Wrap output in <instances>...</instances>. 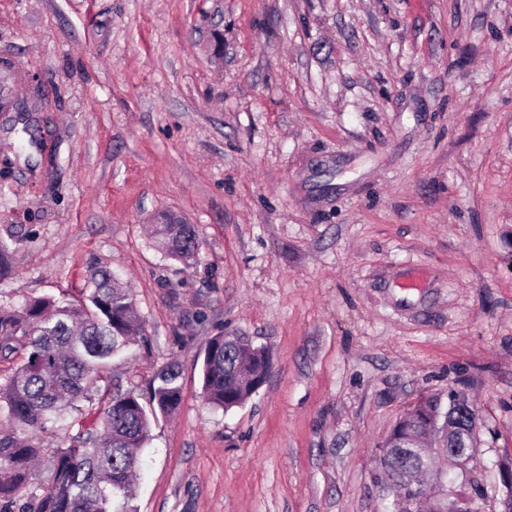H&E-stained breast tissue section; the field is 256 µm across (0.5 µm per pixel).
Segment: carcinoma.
Returning <instances> with one entry per match:
<instances>
[{"label": "carcinoma", "mask_w": 512, "mask_h": 512, "mask_svg": "<svg viewBox=\"0 0 512 512\" xmlns=\"http://www.w3.org/2000/svg\"><path fill=\"white\" fill-rule=\"evenodd\" d=\"M155 235L167 255L180 263L195 261L200 251L190 224H158ZM145 339L135 319V305L112 272L96 268L82 298L47 295L19 311L0 309V358H20L0 382V412L10 429L0 432V512H136L131 484L151 420L173 412L180 401V373L174 366L158 371L148 401L131 390L115 388L98 402L99 412L85 423L83 402L100 391L101 372L109 362ZM269 364L266 351L241 334L211 337L203 350L202 392L213 405L229 411L255 392L254 369ZM455 412L453 396L420 399L400 418L399 437L417 431L426 412ZM65 421L78 427L71 443L53 450L46 477L32 482L40 455L39 435ZM383 470L410 469L421 476L427 464L386 439Z\"/></svg>", "instance_id": "obj_1"}]
</instances>
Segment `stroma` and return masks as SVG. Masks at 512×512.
Masks as SVG:
<instances>
[{
  "label": "stroma",
  "instance_id": "1",
  "mask_svg": "<svg viewBox=\"0 0 512 512\" xmlns=\"http://www.w3.org/2000/svg\"><path fill=\"white\" fill-rule=\"evenodd\" d=\"M0 308L112 269L147 341L103 373L181 402L137 512H388L381 445L466 385L470 480L512 464V0H0ZM34 143L17 147L21 126ZM193 224L197 263L152 239ZM267 348L258 392L202 395L212 336ZM456 402L451 393L448 392V405L446 409L442 406V401L440 396L433 395L421 398L415 405L410 407L400 418V423L397 427L399 431V438H405L411 433H415L418 429L420 418L423 416L425 412H433L438 410L440 415L438 417V424L443 420L444 423V413L447 411L448 414L452 411L455 412V415L458 417H462V414L459 410L458 406L453 407V404ZM441 423V424H442Z\"/></svg>",
  "mask_w": 512,
  "mask_h": 512
}]
</instances>
